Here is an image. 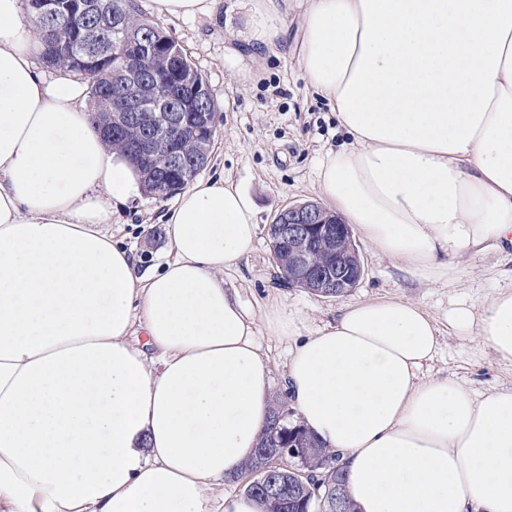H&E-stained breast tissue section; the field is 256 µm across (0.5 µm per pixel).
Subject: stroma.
Here are the masks:
<instances>
[{"label":"stroma","mask_w":512,"mask_h":512,"mask_svg":"<svg viewBox=\"0 0 512 512\" xmlns=\"http://www.w3.org/2000/svg\"><path fill=\"white\" fill-rule=\"evenodd\" d=\"M139 4L144 16L159 21L191 57L219 105L211 160L201 178L230 175L257 203L258 235L239 264L225 270L224 281L237 290L259 325L274 396H288L285 383L292 343L262 328L263 313L270 305H284L315 330L334 323L343 305L380 297L414 302L436 320L439 348L423 366L422 379L452 376L476 397L512 388V365L497 360L478 335L449 333L445 319L454 303L480 306L499 289L512 286L511 244L463 258L451 280L421 281L363 242L359 253L364 274L349 293L322 297L283 284L268 226L289 205L322 202L320 162L344 140L335 113L304 79L295 50L299 12L289 17L285 40L256 58L248 45L253 27L249 0H217L213 16L186 21L158 17L154 0ZM171 205V200L143 193L114 206L109 229L114 241L134 252L138 268H151L171 257L166 237L151 234Z\"/></svg>","instance_id":"stroma-1"}]
</instances>
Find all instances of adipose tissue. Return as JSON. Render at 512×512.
Here are the masks:
<instances>
[{
    "label": "adipose tissue",
    "instance_id": "1",
    "mask_svg": "<svg viewBox=\"0 0 512 512\" xmlns=\"http://www.w3.org/2000/svg\"><path fill=\"white\" fill-rule=\"evenodd\" d=\"M289 0H252L255 46ZM22 0H0V512H263L214 498L269 417L270 371L224 271L257 236L253 199L200 179L164 216L174 252L138 270L112 208L140 175L106 145L71 72L46 79ZM298 57L347 137L319 188L417 277L512 234V0H304ZM512 363V289L447 312ZM302 318L274 306L273 336ZM145 333V343L136 334ZM439 328L390 298L300 335L287 388L340 453L359 512H512V388L422 380Z\"/></svg>",
    "mask_w": 512,
    "mask_h": 512
}]
</instances>
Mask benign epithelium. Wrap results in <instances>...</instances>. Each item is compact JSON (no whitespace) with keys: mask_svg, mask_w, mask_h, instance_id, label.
I'll return each instance as SVG.
<instances>
[{"mask_svg":"<svg viewBox=\"0 0 512 512\" xmlns=\"http://www.w3.org/2000/svg\"><path fill=\"white\" fill-rule=\"evenodd\" d=\"M36 15H26L31 22H38L41 16H54L58 6L53 0H38L31 3ZM159 55V48L152 42H142L135 46L126 58L124 67L115 74L114 82L122 88V93L112 100L111 125L108 131L118 132L135 121L141 128V136L132 150V160L139 167L149 164L154 154L166 147L159 135V129L173 130L184 128L183 108L178 96L162 95L155 81L142 68L146 58ZM189 141L212 139V127L205 118L189 127L185 136ZM278 241L288 246V262L300 268L305 275L302 284L316 289L325 296H339L350 292L361 280V268H353L349 262L353 250L350 225L328 213L316 202L290 205L281 210L272 222ZM336 243V263L316 269L310 261L313 242ZM303 450L282 442L275 448H260L258 455L267 459L261 478L256 484L261 486L267 497L275 502L280 498L278 486L280 475L290 469L287 461L302 457Z\"/></svg>","mask_w":512,"mask_h":512,"instance_id":"benign-epithelium-1","label":"benign epithelium"}]
</instances>
